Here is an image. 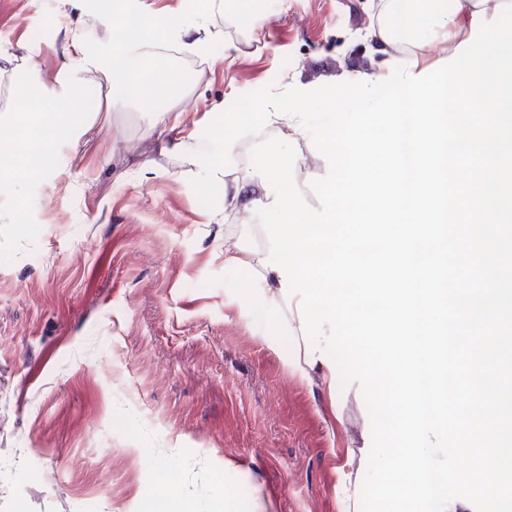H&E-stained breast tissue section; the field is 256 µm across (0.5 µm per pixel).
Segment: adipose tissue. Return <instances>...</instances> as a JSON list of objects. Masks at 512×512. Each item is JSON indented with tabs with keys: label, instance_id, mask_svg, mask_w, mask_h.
Instances as JSON below:
<instances>
[{
	"label": "adipose tissue",
	"instance_id": "obj_1",
	"mask_svg": "<svg viewBox=\"0 0 512 512\" xmlns=\"http://www.w3.org/2000/svg\"><path fill=\"white\" fill-rule=\"evenodd\" d=\"M502 0H383L378 14L370 15L369 28L382 48H400L403 59L423 58L427 31H435L441 41L468 39L466 23L480 10L494 12ZM407 30L405 41H398L399 30ZM213 38L204 21L188 26L155 18L152 14L136 15L121 26L102 49L91 50L79 39H72L67 56L59 68L50 94L52 122L50 132H35L27 145L15 147L13 139L0 141V183L30 181L43 177L49 168L41 159L51 151L49 134L75 141L92 127L90 120L76 121L75 103L85 87L84 75L89 70L101 72L112 83L137 87L142 98H149L155 87L154 75L147 71L149 50L174 45L183 51L207 58ZM236 149L235 141L224 144L225 163L204 162L200 165L203 184L221 186L224 207L242 210L251 204L252 179L234 173L228 160Z\"/></svg>",
	"mask_w": 512,
	"mask_h": 512
}]
</instances>
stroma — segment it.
Instances as JSON below:
<instances>
[{"instance_id": "stroma-1", "label": "stroma", "mask_w": 512, "mask_h": 512, "mask_svg": "<svg viewBox=\"0 0 512 512\" xmlns=\"http://www.w3.org/2000/svg\"><path fill=\"white\" fill-rule=\"evenodd\" d=\"M377 4L255 0L249 33L223 0H202L221 63L181 54L188 98L150 104L91 73L82 149L58 142L44 178L0 184V512H146L171 471L194 512H360L372 436L359 385L312 355L264 280L257 211L202 200L201 138L170 150L159 115L189 126L268 85L372 70ZM112 35L86 0H0V115L16 110L9 58L31 59L49 88L70 39L94 50ZM293 148L317 206L307 186L329 164L310 137ZM228 243L242 251L233 267Z\"/></svg>"}]
</instances>
